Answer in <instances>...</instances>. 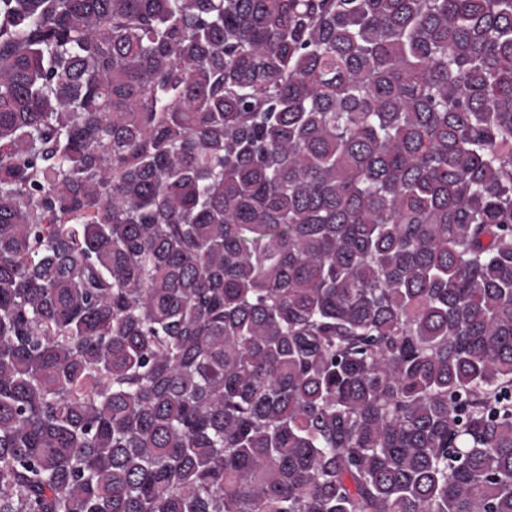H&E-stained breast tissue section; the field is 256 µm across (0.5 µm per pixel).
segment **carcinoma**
<instances>
[{"label": "carcinoma", "mask_w": 512, "mask_h": 512, "mask_svg": "<svg viewBox=\"0 0 512 512\" xmlns=\"http://www.w3.org/2000/svg\"><path fill=\"white\" fill-rule=\"evenodd\" d=\"M0 512H512V0H0Z\"/></svg>", "instance_id": "cac0c4a2"}]
</instances>
